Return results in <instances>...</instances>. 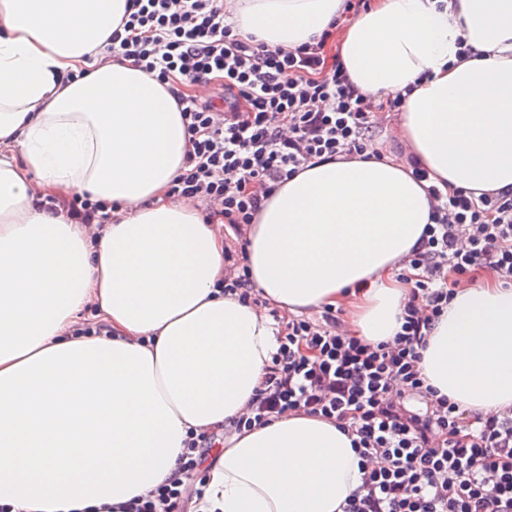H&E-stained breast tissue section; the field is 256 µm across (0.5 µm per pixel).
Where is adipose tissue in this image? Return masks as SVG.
Listing matches in <instances>:
<instances>
[{
  "instance_id": "adipose-tissue-1",
  "label": "adipose tissue",
  "mask_w": 512,
  "mask_h": 512,
  "mask_svg": "<svg viewBox=\"0 0 512 512\" xmlns=\"http://www.w3.org/2000/svg\"><path fill=\"white\" fill-rule=\"evenodd\" d=\"M344 0H233L269 48L311 42ZM130 0H0V505L104 512L173 473L189 432L224 428L259 389L277 325L224 293V233L169 198L188 134L167 85L104 48ZM479 58L458 62L459 38ZM358 90L400 93L411 158L299 171L247 230L270 306L347 309L355 336L399 329L395 276L429 222L410 161L451 188L512 189V0H373L339 35ZM111 205L89 233L43 198ZM95 310L103 335H79ZM433 388L470 413L512 406V285L459 289L422 351ZM212 512H342L359 458L301 412L233 433L207 473Z\"/></svg>"
}]
</instances>
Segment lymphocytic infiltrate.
I'll return each mask as SVG.
<instances>
[{
  "mask_svg": "<svg viewBox=\"0 0 512 512\" xmlns=\"http://www.w3.org/2000/svg\"><path fill=\"white\" fill-rule=\"evenodd\" d=\"M336 33L294 49L245 41L224 0H132L106 53L131 59L175 97L189 135L173 197L193 199L223 216L235 236L264 200L309 165L375 149L385 113L401 95L379 102L360 93L338 56L325 48ZM217 83L223 107L183 93L186 84ZM430 222L401 262L411 281L392 341L352 336L335 309L290 318L278 349L237 431L302 411L352 435L362 483L343 512H512V407L469 413L426 384L421 352L457 289L478 273L512 284V191L440 189L429 171ZM76 224L101 225L106 203L76 193L50 201ZM200 434L186 443L169 480L120 504L119 512H198L205 485L197 477L216 447Z\"/></svg>",
  "mask_w": 512,
  "mask_h": 512,
  "instance_id": "1",
  "label": "lymphocytic infiltrate"
}]
</instances>
